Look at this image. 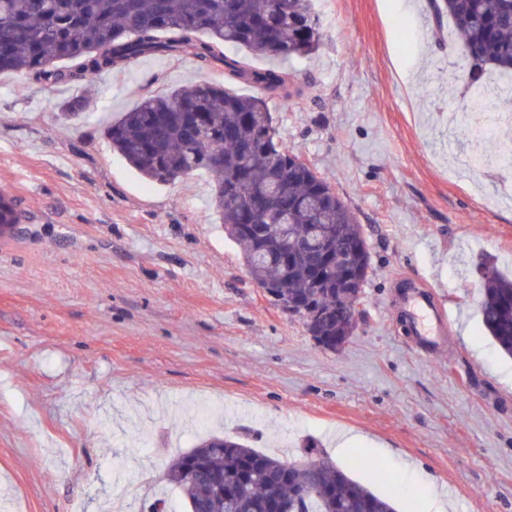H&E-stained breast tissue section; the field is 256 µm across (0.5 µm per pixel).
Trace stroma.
<instances>
[{"mask_svg": "<svg viewBox=\"0 0 512 512\" xmlns=\"http://www.w3.org/2000/svg\"><path fill=\"white\" fill-rule=\"evenodd\" d=\"M322 43L288 64L301 89L269 100L289 151L356 214L372 254L365 312L345 346L318 345L270 303L224 235L205 176L145 183L106 118L195 82L240 95L189 57L18 90L0 74V193L21 222L0 237V512H187L167 481L209 434L288 460L349 466L356 480L426 512L434 482L454 512H512V357L482 329L483 260L512 274V173L475 165L462 84L434 64L427 0H313ZM85 96L81 120L61 103ZM448 310L447 340L420 347L401 279Z\"/></svg>", "mask_w": 512, "mask_h": 512, "instance_id": "stroma-1", "label": "stroma"}]
</instances>
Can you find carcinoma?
<instances>
[{
    "mask_svg": "<svg viewBox=\"0 0 512 512\" xmlns=\"http://www.w3.org/2000/svg\"><path fill=\"white\" fill-rule=\"evenodd\" d=\"M429 6L435 31L447 19L463 41L462 55L448 57V83L464 76L470 101L486 112L511 111L512 91L484 76L493 71L512 85V0H429ZM321 41L312 0H0V73L19 76L22 90L31 81L87 88L140 58L189 55L262 91L261 97L242 96L195 83L144 98L110 122L106 135L112 151L149 185L207 175L224 231L242 247L252 280L334 351L363 314L357 309L363 299L342 284L355 269L368 278L370 248L354 212L288 151L266 101L298 93L284 63L312 56ZM240 50L280 65L255 69ZM472 147L484 166H512L511 140L489 153L475 141ZM281 211L288 215L286 230L276 222ZM16 223L11 200L0 195V236ZM314 229L323 250L296 249ZM285 232L292 241L286 251ZM338 242L345 262L336 261ZM478 288L482 327L512 356V276L486 263ZM167 479L182 491L190 512H280L285 506L292 512H396L391 498L325 457L282 460L239 437L203 439L175 459Z\"/></svg>",
    "mask_w": 512,
    "mask_h": 512,
    "instance_id": "cac0c4a2",
    "label": "carcinoma"
}]
</instances>
